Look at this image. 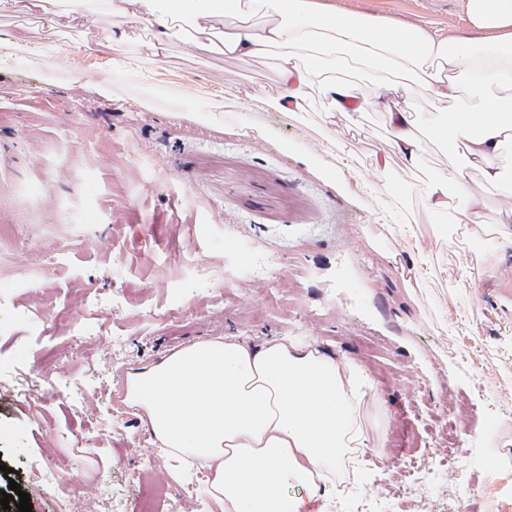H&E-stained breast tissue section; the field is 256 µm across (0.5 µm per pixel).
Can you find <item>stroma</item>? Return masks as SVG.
Masks as SVG:
<instances>
[{"label":"stroma","mask_w":512,"mask_h":512,"mask_svg":"<svg viewBox=\"0 0 512 512\" xmlns=\"http://www.w3.org/2000/svg\"><path fill=\"white\" fill-rule=\"evenodd\" d=\"M330 2L469 34L463 0ZM115 21L62 16L54 52L34 40L0 65V226L12 232L0 243V465L32 512L62 497L68 512H107V482L138 512L135 475L199 512L208 492L181 484L207 464L179 468L158 450L126 377L224 336L313 343L372 382L363 415L378 450L337 466L330 512H512V300L490 308L474 288L512 261V243L473 247L423 204L422 182L448 164L437 141L425 136L406 171L360 72L353 131L326 118L315 88L296 118L271 109L283 92L273 52L245 64L183 35L157 57L82 48ZM116 75L111 97L92 90ZM235 87L213 124L175 111ZM87 373L72 401L62 385Z\"/></svg>","instance_id":"1"}]
</instances>
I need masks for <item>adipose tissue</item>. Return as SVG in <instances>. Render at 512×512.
<instances>
[{"mask_svg": "<svg viewBox=\"0 0 512 512\" xmlns=\"http://www.w3.org/2000/svg\"><path fill=\"white\" fill-rule=\"evenodd\" d=\"M113 15L147 22L159 54L181 21L204 53L248 62L277 52L284 92L276 109L296 116L310 83L333 112L363 102L359 84L340 79L356 65L384 89L391 148L407 168L420 163V123L411 92L433 105L428 126L448 157L423 187L426 207L457 233L512 236V205L494 225L480 224L482 197L466 172L512 194V160L504 139L512 118V0H465L472 38L449 42L438 32L393 28L363 16L336 15L320 0H108ZM370 382L352 364L314 345L282 337L254 346L235 336L182 347L129 374L126 401L148 415L160 451L206 461L210 494L224 512H328L336 494L330 473L353 448L373 450L360 406ZM296 494H289V487Z\"/></svg>", "mask_w": 512, "mask_h": 512, "instance_id": "adipose-tissue-1", "label": "adipose tissue"}]
</instances>
